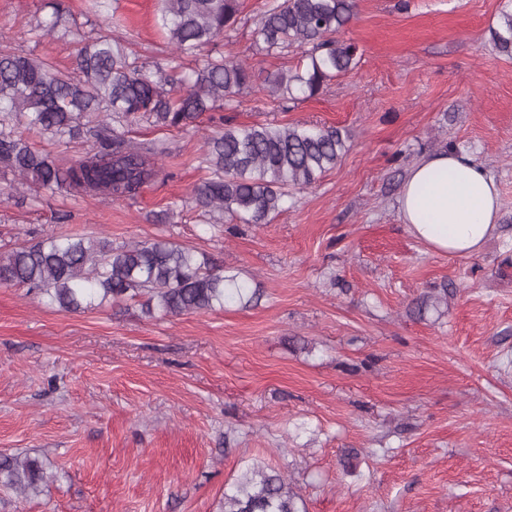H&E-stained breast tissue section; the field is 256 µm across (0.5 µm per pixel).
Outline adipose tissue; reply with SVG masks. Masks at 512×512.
<instances>
[{"instance_id": "obj_1", "label": "adipose tissue", "mask_w": 512, "mask_h": 512, "mask_svg": "<svg viewBox=\"0 0 512 512\" xmlns=\"http://www.w3.org/2000/svg\"><path fill=\"white\" fill-rule=\"evenodd\" d=\"M408 232L430 250L479 254L499 228V186L489 169L463 151L422 158L408 171L397 200Z\"/></svg>"}]
</instances>
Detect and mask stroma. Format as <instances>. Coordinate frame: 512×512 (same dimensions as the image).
I'll use <instances>...</instances> for the list:
<instances>
[{
    "label": "stroma",
    "instance_id": "stroma-1",
    "mask_svg": "<svg viewBox=\"0 0 512 512\" xmlns=\"http://www.w3.org/2000/svg\"><path fill=\"white\" fill-rule=\"evenodd\" d=\"M274 2L239 0L217 51L262 75L295 70L301 48L253 44ZM355 2L341 34L355 69L285 110L254 91L234 102L240 125L346 138L336 167L269 223L230 234L192 203L218 131L206 116L129 126L127 139L169 149L133 200L21 193L0 167V254L50 236L165 238L261 294L148 317L138 298L62 312L0 284V454L39 457L51 475L36 496L1 489L0 512H223L252 463L280 471L305 512H512V59L488 45L508 0ZM44 3L0 0V46L63 71L99 33L143 61L171 51L158 0H66L76 26L36 43ZM450 146L500 185L499 231L475 256L430 251L397 211L410 165ZM443 288L446 303L414 314Z\"/></svg>",
    "mask_w": 512,
    "mask_h": 512
}]
</instances>
